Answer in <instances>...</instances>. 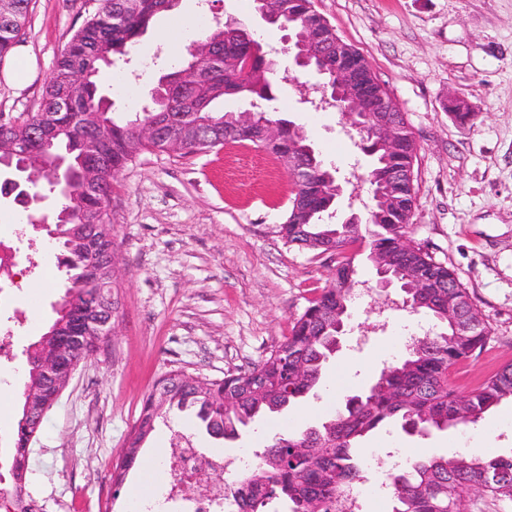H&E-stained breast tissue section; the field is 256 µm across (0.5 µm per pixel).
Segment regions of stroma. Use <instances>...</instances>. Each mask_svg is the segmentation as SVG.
Returning a JSON list of instances; mask_svg holds the SVG:
<instances>
[{
	"mask_svg": "<svg viewBox=\"0 0 512 512\" xmlns=\"http://www.w3.org/2000/svg\"><path fill=\"white\" fill-rule=\"evenodd\" d=\"M100 0H32L21 44L22 83L6 80L15 58L0 60V115L37 112L54 63ZM337 36L367 59L405 113L418 146L410 240L448 265L489 328L485 346L448 372L459 394L478 388L512 363V0H314ZM235 18L264 49H276L280 78L271 105L308 135L339 176L360 172L365 157L335 108H314L316 78L282 53L283 30L258 21L250 0H181L177 15L155 19L131 52L130 93L111 77L101 89L120 112L136 111L184 46L159 33L176 16ZM464 99L467 123L448 111ZM263 150L227 142L208 152H144L112 181L107 211L116 253L115 333L82 363L47 413L29 448L27 490L47 512H131L143 468L121 491L112 471L143 401L173 369L217 378L243 369L284 341L316 290L331 280L335 259L288 244L280 233L294 194L290 173L257 165ZM17 271L25 323L15 344L10 387L21 393L23 352L43 332L63 288L33 306L37 275ZM416 315L402 310L397 289L377 292L376 311L351 305V332L327 363L316 394L288 416L274 417L220 442L194 434L196 447L230 457L266 448L276 434L335 413L347 396L393 363L390 341L411 337ZM465 427L428 436L379 428L360 443L367 474L361 493L377 494L394 462L452 455Z\"/></svg>",
	"mask_w": 512,
	"mask_h": 512,
	"instance_id": "1",
	"label": "stroma"
}]
</instances>
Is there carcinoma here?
Masks as SVG:
<instances>
[{"instance_id": "cac0c4a2", "label": "carcinoma", "mask_w": 512, "mask_h": 512, "mask_svg": "<svg viewBox=\"0 0 512 512\" xmlns=\"http://www.w3.org/2000/svg\"><path fill=\"white\" fill-rule=\"evenodd\" d=\"M167 0H102L101 7L72 36L55 62L46 85L40 109L23 125L0 123L18 141L28 165L45 172L49 192L64 196V190L78 192L83 206L57 214L55 234L63 248L59 267L65 272L63 302L54 308L55 316L45 332L25 350L26 378L23 393L44 401L51 399L57 381L69 368L70 358L61 351V334L84 325L88 308L101 293L110 289L105 282L97 288L78 284L84 253L90 236L104 235L106 205L110 194H89L78 160L80 144L95 140L106 154L108 167L117 173L137 155L157 150V145L142 140L133 123L149 120L171 135V143L189 154L224 144L212 136H191L195 127L230 132V139L250 142L284 160L290 155L294 166L305 165L309 176L299 184L292 198L281 232L292 245L326 252L334 247L336 272L333 281L310 301L295 320L291 333L252 366L227 372L222 378H203L183 370L162 375L146 397L120 461L112 473L113 493L119 494L126 474L138 465L142 443L155 431L144 423L151 417L164 419L174 409L192 414L209 435L224 426L223 439L233 440L239 429L257 419L281 414L300 404L319 384L322 371L331 358V337L336 325L347 319L354 298L357 270L354 258L345 253L350 245L363 239L359 224H325L318 210L335 199L334 180L320 166L318 158L307 152V135L292 121L280 119L282 138L268 142L257 125H236L217 112L212 104L226 96L249 94L267 99L277 73L267 59L258 54L257 42L232 36L217 25L192 41L183 58L166 78L173 84L174 97L156 86L153 106L124 118L113 116L111 100L98 93L103 68L127 55L157 16L173 12L176 4ZM289 4L285 22L302 27L310 17L312 0H285ZM31 0H13L9 17L0 18V59L7 56L25 34ZM314 45L333 48L349 60L372 94H387L371 71L365 57L352 46L336 39L326 25H318ZM253 57V65L239 82L225 81L224 72L237 59ZM209 69L206 81L196 71ZM78 70L84 85L75 90L66 80ZM372 165L365 172L366 183L380 201L372 209L369 259L405 269L425 277L419 288H404L410 298V312L423 314L442 324L443 330L411 341L406 355L385 367L375 383L363 394L347 398L343 408L320 425L280 435L263 452L255 454L256 463L239 480L247 491L239 512H269L276 504L285 512H333L336 495L364 483L357 445L379 426L394 422L408 435L430 431L445 432L465 423H477L504 401H512V364H507L479 388L458 396L448 389L450 366L471 358L481 350L488 337L482 315L471 303L469 293L444 263L435 260L423 247L404 250L400 239L408 234L416 200L415 187L405 186L399 201H393L391 185L396 165L414 166L418 147L403 137L391 148L372 140L367 142ZM71 151L73 167L55 172L47 168V159L59 152ZM471 327L466 336L457 335L461 318ZM288 348L294 359L281 353ZM42 422L33 416L18 418L11 456L13 481L7 494L17 507L29 497L27 491V443L39 431ZM385 486L392 502L389 512H457L458 504L475 490L500 499L512 500V454L432 456L417 459L409 466L386 474Z\"/></svg>"}]
</instances>
